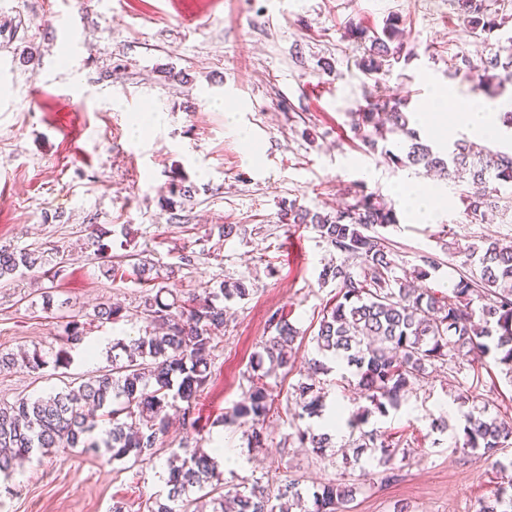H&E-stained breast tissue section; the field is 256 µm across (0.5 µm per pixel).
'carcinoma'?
Wrapping results in <instances>:
<instances>
[{
    "instance_id": "1",
    "label": "carcinoma",
    "mask_w": 512,
    "mask_h": 512,
    "mask_svg": "<svg viewBox=\"0 0 512 512\" xmlns=\"http://www.w3.org/2000/svg\"><path fill=\"white\" fill-rule=\"evenodd\" d=\"M457 4L469 29L491 32L500 26L487 0H457ZM351 36L370 42L361 60L369 74L400 58L403 31L395 17L386 19L379 33L356 25ZM461 62L465 76L490 94L512 84L509 45L480 54L475 63L465 55ZM352 128L373 151L388 137H400L399 152L384 150L385 160L397 167L419 166L465 184L461 199L476 224L498 208L503 194L512 199V152L494 151L464 138L446 151H435L411 127V115L401 99L374 96L354 115ZM192 193V186L174 181L161 206L177 220V206ZM283 219L312 225L339 255V261L325 265L320 273L321 280L336 282L337 293L319 322L315 341L324 357L342 360L354 369L356 387L369 406L351 414L346 424L355 447L380 453L377 463L385 472H391L399 444L384 432L363 430V425L369 415L384 416L398 407L428 368L458 359L481 363L490 356L512 381V242L489 239L482 247L463 249L467 273L453 285L451 294L439 297L432 289L417 288L409 278L395 274L392 248L377 228L398 220L394 208L379 194L360 189L354 203L326 214L292 202L284 209ZM419 261L412 271L416 280L428 277L429 270L438 266L433 255H422ZM35 268L44 270L52 281L63 272L46 250L0 249V280ZM154 270L156 266L147 260L133 265L137 279L152 285L156 293L142 301L146 327L129 342L116 343L122 354L112 356V368L46 397L0 404V476L7 479L16 467L60 451L83 448L97 453L101 444L114 461L152 460L168 430L167 408L181 402L183 421L190 422L210 380L214 336L224 330V301L248 296L249 288L242 280L222 282L204 289L202 296L173 293L165 300V287ZM268 328L274 335L265 343L264 353L257 355L255 370L262 369L266 360L272 368L288 366L287 350L298 335L288 314L279 309L269 316ZM65 330L71 347L84 342L86 326L81 320L72 319ZM48 364L37 350L20 358L0 352V371L20 366L38 373ZM312 365V372L293 386L301 418L319 417L325 407L316 376L327 368L316 359ZM274 413L271 394L265 386L255 385L222 421L249 426L250 444L260 448L264 424ZM100 424L104 437L98 442L93 434ZM463 433L459 450L480 452L493 461L504 480L493 503L482 512H512V459H497L503 449L512 447V417L471 412L465 416ZM330 440V434L309 427L298 431L300 446L316 454L323 453ZM164 481L166 502H155L149 512H202L196 505L203 498L210 499L212 512H224L226 501L234 512H286L276 509L274 499H285L300 512H336V504L353 493L350 486L328 482L312 493L311 506L304 507L303 490L295 479L275 493L257 483L226 492L215 459L187 445L172 452Z\"/></svg>"
}]
</instances>
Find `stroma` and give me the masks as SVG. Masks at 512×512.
Instances as JSON below:
<instances>
[{"label":"stroma","instance_id":"35a3bbf8","mask_svg":"<svg viewBox=\"0 0 512 512\" xmlns=\"http://www.w3.org/2000/svg\"><path fill=\"white\" fill-rule=\"evenodd\" d=\"M489 5L504 26L477 36L457 0H0V247L54 249L63 264L53 284L38 268L0 282V351L53 354L74 315L86 324V344L104 345L91 363L83 346L71 349L63 371L0 373V402L98 374L111 363L112 342L144 329L139 304L149 287L129 274L102 276V260L87 246L94 225H112L113 262L127 268L136 255L154 260L172 291L237 280L250 290L225 305L194 427L173 420L151 463L113 462L108 453L77 448L24 464L0 488V512H112L119 500L129 512H148L166 498L172 450L187 443L208 451L221 439L238 450L235 465L220 468L225 486L257 480L273 488L293 477L310 489L338 479L333 459L351 452L348 430L321 456L300 447L295 433L361 406L340 384L350 368L332 363L323 417L299 418L292 397L318 355L313 337L336 293L320 272L334 253L311 225L284 223L281 214L292 201L332 211L367 186L396 210L397 224L382 234L398 270L436 255L439 266L426 285L441 296L465 271L456 247L512 241V208L471 223L459 184L446 183L448 204L433 219L417 217L399 188L428 182L430 174L388 165L351 128L352 112L379 87L407 99L415 129L432 140L422 114L434 89L458 98L479 93L456 72L457 55L478 59L512 35V0ZM391 15L401 21L404 49L368 76L359 65L364 47L348 32L355 25L381 30ZM145 110L158 122L135 131L131 118ZM237 124L251 132L256 157L244 153ZM181 177L195 191L173 224L161 200ZM222 224L236 225V233L219 237ZM188 253L194 261L186 266ZM46 289L53 296L48 311ZM107 301L121 305L119 321L95 320L96 306ZM279 308L300 335L287 369L261 378L252 358ZM259 379L279 414L266 423L263 447L254 448L248 427L219 418ZM480 410L512 412V383L499 368L479 371L464 362L414 384L398 408L367 423L404 448L396 480L384 481L373 468L340 512H480L493 499L496 472L480 455L455 449L464 414ZM440 418L448 423L441 432L432 427Z\"/></svg>","mask_w":512,"mask_h":512}]
</instances>
